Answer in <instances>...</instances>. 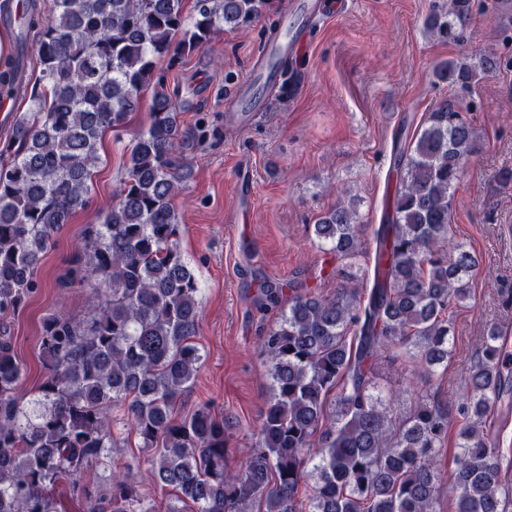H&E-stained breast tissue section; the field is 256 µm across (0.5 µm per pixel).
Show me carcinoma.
<instances>
[{"mask_svg":"<svg viewBox=\"0 0 512 512\" xmlns=\"http://www.w3.org/2000/svg\"><path fill=\"white\" fill-rule=\"evenodd\" d=\"M274 5L196 0L192 13L184 0L0 5V24L15 41L0 69V98L28 102L0 138V319L37 290L55 234L89 204L103 135L122 132L143 95L151 97L149 124L132 139L112 205L102 223L84 227L63 282L99 299L81 317L59 312L44 321L46 374L27 401L18 394L24 365L0 330V512H57L59 485L85 499L87 512H159L112 465L124 431L149 452L154 484L196 512H437L434 460L454 421L455 512H512V480L487 433L492 409L512 395L497 327L483 337L453 417L427 398L394 417L392 393L380 384L385 360L427 375L448 367L453 309L470 297L477 259L448 247V227L476 134L446 100L413 141L396 138L369 287L350 273L330 295L290 283L260 287L257 304L280 307V317L259 338L271 396L257 447L240 449L232 470L224 418L207 405L176 415L202 367L195 337L203 312L173 204L192 173L178 120L183 103L160 66L260 21ZM461 8L446 0L424 30L448 41ZM496 65L491 55L478 69L448 61L434 77L466 86ZM358 224L357 202L340 201L314 235L336 259L358 260L367 256ZM109 467L112 475L88 487L87 471Z\"/></svg>","mask_w":512,"mask_h":512,"instance_id":"carcinoma-1","label":"carcinoma"}]
</instances>
